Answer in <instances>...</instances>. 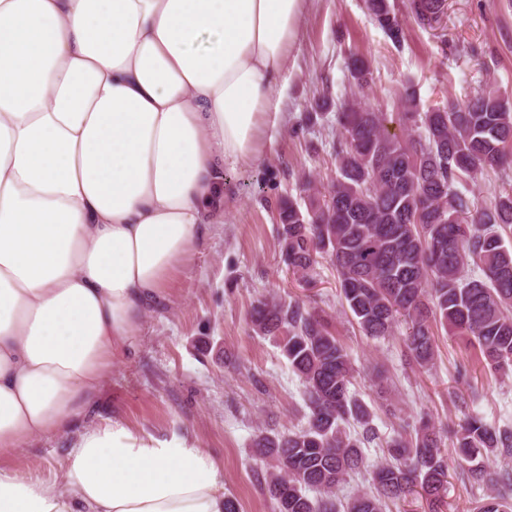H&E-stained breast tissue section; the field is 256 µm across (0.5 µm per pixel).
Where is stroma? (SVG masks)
Returning <instances> with one entry per match:
<instances>
[{
    "mask_svg": "<svg viewBox=\"0 0 512 512\" xmlns=\"http://www.w3.org/2000/svg\"><path fill=\"white\" fill-rule=\"evenodd\" d=\"M353 54L371 71L360 92L345 68ZM409 83L425 109L490 83L512 98V0H446L440 25L408 24L399 48L364 0H310L288 58L284 131L273 143H260V162L226 168L234 196L223 223L210 225L185 272L145 316L135 348L115 357L88 424L113 420L159 440L199 443L223 464L224 495L240 512H275L253 441L260 433L301 429L307 408L278 338L250 328L253 304L274 295L322 316L354 361L352 390L372 409L382 437L412 433L424 418L441 428L450 460L442 512H476L488 490L457 467L452 432L471 415L512 430V371L490 370L470 341L441 328L434 366L416 367L402 332L374 339L350 323L328 259L318 261L305 285L287 271L278 243V200L303 197L302 173L323 190L335 176L337 108L356 98L394 115ZM325 98L330 110L309 122L315 102ZM67 451V440L36 439L7 462L52 483L62 476Z\"/></svg>",
    "mask_w": 512,
    "mask_h": 512,
    "instance_id": "35a3bbf8",
    "label": "stroma"
}]
</instances>
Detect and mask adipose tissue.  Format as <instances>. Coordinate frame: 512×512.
Returning <instances> with one entry per match:
<instances>
[{
  "label": "adipose tissue",
  "instance_id": "adipose-tissue-1",
  "mask_svg": "<svg viewBox=\"0 0 512 512\" xmlns=\"http://www.w3.org/2000/svg\"><path fill=\"white\" fill-rule=\"evenodd\" d=\"M306 3L0 0V458L75 437L0 512H224L207 449L82 422L282 130Z\"/></svg>",
  "mask_w": 512,
  "mask_h": 512
}]
</instances>
